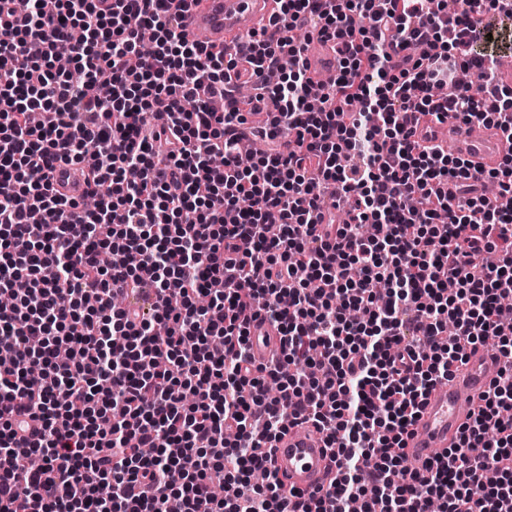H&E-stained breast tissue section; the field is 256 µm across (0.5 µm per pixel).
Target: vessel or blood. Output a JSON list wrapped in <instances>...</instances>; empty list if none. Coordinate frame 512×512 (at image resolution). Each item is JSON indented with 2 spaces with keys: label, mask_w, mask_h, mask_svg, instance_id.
Masks as SVG:
<instances>
[{
  "label": "vessel or blood",
  "mask_w": 512,
  "mask_h": 512,
  "mask_svg": "<svg viewBox=\"0 0 512 512\" xmlns=\"http://www.w3.org/2000/svg\"><path fill=\"white\" fill-rule=\"evenodd\" d=\"M275 0H189L179 15L188 42L216 49H231L243 41L276 11ZM310 76L319 82L334 78L337 65L335 42H317L306 54ZM411 139L417 145L431 148L442 140H451L456 155L484 168L496 167L501 158L512 151L492 127L472 123L438 122L425 115L411 126ZM250 343L257 360L268 358L278 344L275 327L267 322L253 323ZM495 368L490 352H471L452 379L436 384L421 407L406 439L405 454L414 464L434 461L456 441L464 424L469 423L486 390ZM270 457L288 489L309 494L325 487L333 464L323 435L312 423L289 427L275 441Z\"/></svg>",
  "instance_id": "vessel-or-blood-1"
}]
</instances>
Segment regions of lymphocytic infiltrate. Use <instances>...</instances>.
Segmentation results:
<instances>
[{
    "mask_svg": "<svg viewBox=\"0 0 512 512\" xmlns=\"http://www.w3.org/2000/svg\"><path fill=\"white\" fill-rule=\"evenodd\" d=\"M175 2L0 0V294L28 284L0 308V512H512V153L483 171L409 132L445 112L512 141L486 23L512 8L279 0L225 54L183 38ZM299 31L339 45L315 107ZM242 63L279 75L247 168ZM84 159L92 210L52 184ZM485 344L503 365L480 410L409 466L422 401ZM300 419L335 475L288 497L263 449ZM249 340L255 358L258 361H264L278 345L276 328L268 322L253 323L250 326Z\"/></svg>",
    "mask_w": 512,
    "mask_h": 512,
    "instance_id": "obj_1",
    "label": "lymphocytic infiltrate"
}]
</instances>
